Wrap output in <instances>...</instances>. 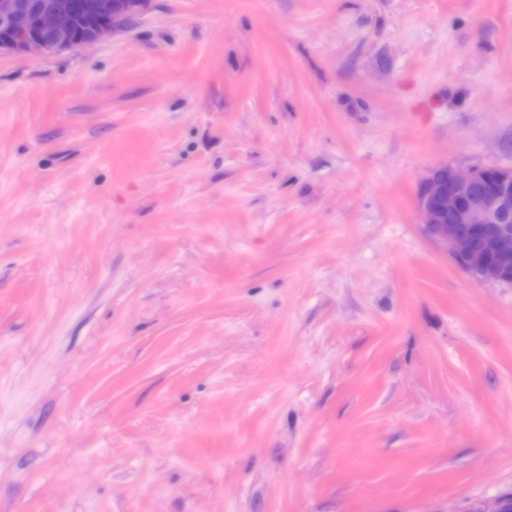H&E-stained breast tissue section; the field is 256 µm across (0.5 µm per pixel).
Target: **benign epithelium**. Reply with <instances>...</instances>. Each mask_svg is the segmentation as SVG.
Segmentation results:
<instances>
[{
    "label": "benign epithelium",
    "instance_id": "benign-epithelium-1",
    "mask_svg": "<svg viewBox=\"0 0 512 512\" xmlns=\"http://www.w3.org/2000/svg\"><path fill=\"white\" fill-rule=\"evenodd\" d=\"M146 0H0V53L72 51L114 33ZM90 36L74 33L77 18ZM417 207L429 234L478 283L512 285V169L448 166L421 181Z\"/></svg>",
    "mask_w": 512,
    "mask_h": 512
}]
</instances>
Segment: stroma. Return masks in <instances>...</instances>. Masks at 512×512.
Instances as JSON below:
<instances>
[{
  "label": "stroma",
  "mask_w": 512,
  "mask_h": 512,
  "mask_svg": "<svg viewBox=\"0 0 512 512\" xmlns=\"http://www.w3.org/2000/svg\"><path fill=\"white\" fill-rule=\"evenodd\" d=\"M512 168V0H147L0 54V512L512 491V286L416 207Z\"/></svg>",
  "instance_id": "stroma-1"
}]
</instances>
